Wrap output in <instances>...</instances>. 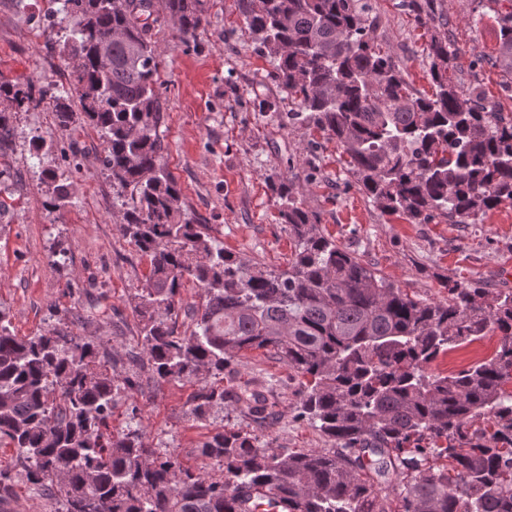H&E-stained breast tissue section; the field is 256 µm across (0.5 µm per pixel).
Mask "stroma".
<instances>
[{
	"mask_svg": "<svg viewBox=\"0 0 512 512\" xmlns=\"http://www.w3.org/2000/svg\"><path fill=\"white\" fill-rule=\"evenodd\" d=\"M370 2L376 43L396 58L415 89L432 93L429 33L399 9L400 0ZM440 3L458 51L450 77L465 88L481 86L512 113V92L502 89L493 64L495 0ZM208 7L194 43L184 44L170 25L157 40L165 168L189 218L206 225L215 243L264 267L286 268L293 246L270 184L288 175L316 212L319 231L408 295L441 300L448 296L445 282L454 280L512 289V204L487 210L472 224H412L382 212L359 191L335 141L289 124L293 105L234 0H208ZM49 11V0H0V81L30 79L51 91L68 85L61 45L44 34ZM266 99L277 102V111L259 110ZM12 125L15 135L0 149V308L17 335L67 327L105 347L116 376L138 371L139 387L116 399L112 432L140 429L152 448L176 452L190 469L211 471L197 448L222 427L257 431L277 448H326L319 431L296 420L299 380L271 353L248 350L237 358L241 378L264 391L279 416L262 429L227 406L214 407L202 420L192 417L189 409L211 378L159 383L147 360L129 367L127 353L140 340L133 297L150 264L122 234L116 192L100 171L101 142L85 124L61 135L48 105L14 110ZM38 139L45 147L37 154L32 143ZM47 170L71 184L67 206H52ZM58 242L66 254L56 258ZM496 346V337H484L439 355L431 369L459 370L489 357ZM0 474L10 486L0 496V512H53L54 503L21 474L16 449L0 446Z\"/></svg>",
	"mask_w": 512,
	"mask_h": 512,
	"instance_id": "stroma-1",
	"label": "stroma"
}]
</instances>
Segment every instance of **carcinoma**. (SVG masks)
I'll return each instance as SVG.
<instances>
[{
  "instance_id": "1",
  "label": "carcinoma",
  "mask_w": 512,
  "mask_h": 512,
  "mask_svg": "<svg viewBox=\"0 0 512 512\" xmlns=\"http://www.w3.org/2000/svg\"><path fill=\"white\" fill-rule=\"evenodd\" d=\"M51 0L69 22L62 54L69 94L29 81L0 82L14 108L52 102L57 128L76 116L97 133L102 170L121 198L124 236L150 260L134 295L141 346L158 382L202 375L226 381L200 396L198 419L230 402L260 426L276 416L266 397L236 383L239 353L265 350L297 378L301 417L331 442L324 450L273 448L244 430H218L198 448L219 474L159 453L137 429L109 432L115 398L136 385L112 376L93 341L62 328L19 336L0 309V443L16 448L27 480L62 512H512V290L445 284L448 298L404 293L375 267L324 237L317 216L282 177L271 185L294 251L265 270L214 244L186 217L165 170L156 29L172 23L195 39L207 0ZM272 59L296 109L288 120L336 140L367 198L413 224H464L512 203V113L482 89L448 77V31L430 35L434 91L419 93L370 31L369 0H235ZM426 29L437 0H401ZM495 63L512 90V3L497 10ZM112 63L98 46L111 32ZM75 95L80 112L70 104ZM57 208L70 185L44 172ZM202 290L181 336L178 295ZM489 358L447 374L426 367L487 333ZM483 425L472 427L474 417ZM437 456L448 464L437 467ZM391 490L399 507L392 510Z\"/></svg>"
}]
</instances>
